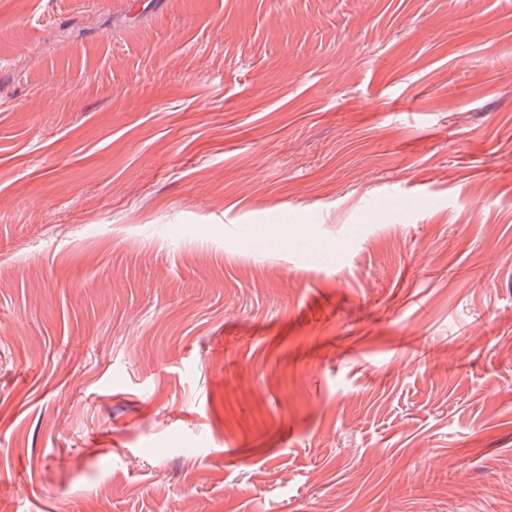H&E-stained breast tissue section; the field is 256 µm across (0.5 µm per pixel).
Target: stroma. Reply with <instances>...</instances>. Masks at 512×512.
Returning a JSON list of instances; mask_svg holds the SVG:
<instances>
[{
	"label": "stroma",
	"instance_id": "35a3bbf8",
	"mask_svg": "<svg viewBox=\"0 0 512 512\" xmlns=\"http://www.w3.org/2000/svg\"><path fill=\"white\" fill-rule=\"evenodd\" d=\"M0 512H512V0H0Z\"/></svg>",
	"mask_w": 512,
	"mask_h": 512
}]
</instances>
